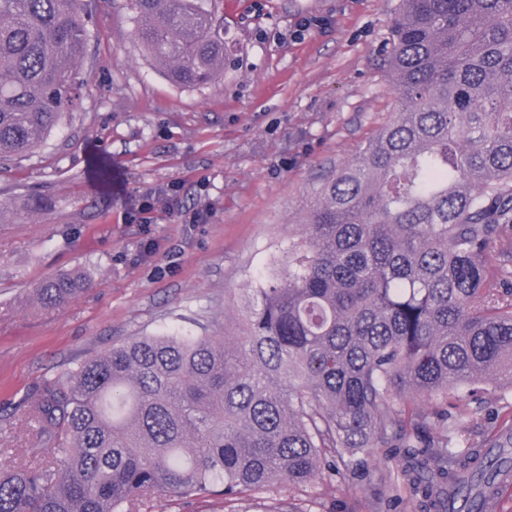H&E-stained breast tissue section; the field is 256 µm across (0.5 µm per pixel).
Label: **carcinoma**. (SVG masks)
Listing matches in <instances>:
<instances>
[{
    "label": "carcinoma",
    "mask_w": 512,
    "mask_h": 512,
    "mask_svg": "<svg viewBox=\"0 0 512 512\" xmlns=\"http://www.w3.org/2000/svg\"><path fill=\"white\" fill-rule=\"evenodd\" d=\"M402 4L387 59L399 108L254 280L242 335L131 336L70 369L26 412L53 447L0 466V512L233 504L330 480L365 448L403 449L413 484L392 497L480 512L512 469V416L475 441L448 429V409L487 378L512 387V0ZM127 8L169 81H224L223 0ZM89 22L85 0H0V162L39 149L79 104ZM84 286L54 276L37 304L59 309ZM145 512H226L220 495H199L188 498L157 496Z\"/></svg>",
    "instance_id": "obj_1"
}]
</instances>
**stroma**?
<instances>
[{"label":"stroma","instance_id":"1","mask_svg":"<svg viewBox=\"0 0 512 512\" xmlns=\"http://www.w3.org/2000/svg\"><path fill=\"white\" fill-rule=\"evenodd\" d=\"M400 5L224 0V81L188 88L137 45L125 0H92L81 105L42 148L0 163V464L43 458L47 441L20 417L69 368L131 336L236 335L245 289L330 171L398 108L385 60ZM59 273L87 290L38 308L36 288ZM484 389L449 426L475 437L496 426L512 389ZM359 459L385 481L283 484L237 510L386 512L392 485L409 481L401 458L368 448Z\"/></svg>","mask_w":512,"mask_h":512}]
</instances>
